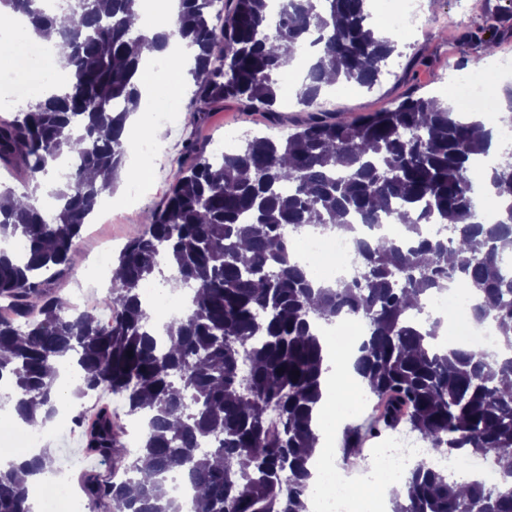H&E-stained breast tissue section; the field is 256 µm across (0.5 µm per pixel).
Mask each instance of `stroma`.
Listing matches in <instances>:
<instances>
[{
	"label": "stroma",
	"mask_w": 512,
	"mask_h": 512,
	"mask_svg": "<svg viewBox=\"0 0 512 512\" xmlns=\"http://www.w3.org/2000/svg\"><path fill=\"white\" fill-rule=\"evenodd\" d=\"M424 21L400 34L397 51L398 64L384 72L372 89L353 88L345 92L332 87L318 100L320 109L340 119L357 118L391 106L404 94L415 91L426 96L443 97L448 93L450 71H468L490 63L483 47L468 40L467 34L483 26L489 11L506 12L512 0H423ZM190 91L171 92L168 105L175 114L166 126L149 127L148 138L162 146L159 155L149 161V184L135 202H127L128 180H120L113 194L118 211L112 221L98 226L88 225L86 232L71 256L69 273L59 280L54 291L68 295L72 288L82 287L86 297L98 299L102 286L93 267V254L101 239L112 241L113 248H121L131 237L142 233L145 225L143 212L155 211L165 201L174 184L179 165L185 158V146L195 142H223L225 132L236 130L238 139L253 135L284 139L307 119L309 110L297 100L276 105L278 119L259 109H250L235 102L213 110L205 122L194 124L186 118ZM93 424L92 412L84 411L66 431H59L57 422H50L45 430V442L56 462L69 461L74 472L88 470L110 476L116 464L112 460L87 454L83 442L85 429Z\"/></svg>",
	"instance_id": "stroma-1"
}]
</instances>
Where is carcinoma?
Masks as SVG:
<instances>
[{"mask_svg":"<svg viewBox=\"0 0 512 512\" xmlns=\"http://www.w3.org/2000/svg\"><path fill=\"white\" fill-rule=\"evenodd\" d=\"M366 2L282 0L274 17L270 0H227L219 13L211 0H179L174 27L149 37L132 28L136 0H66L57 12L39 0H0V27L20 13L34 31L54 28L70 47L58 60L69 75L64 92L0 118V166L30 198L60 158L75 160L47 191L56 201L49 215L0 188V240L27 245L21 256L0 249V303L26 319L19 329L0 317V380H9L13 409L36 429L56 415L55 366L74 356V394L109 392L140 420L142 443L124 465L126 478L82 484L106 512H181L165 486L173 472L202 490L194 512H307L324 364L316 323L348 315L367 325L354 368L384 400L371 430L404 422L436 454H493L501 474L494 486L460 483L420 460L393 512H512V334L502 332L499 355L443 350L434 344L440 321L410 319L452 281L480 299L471 305L477 323H512V269L504 264L512 252V153L497 152L490 166L496 223L479 217L472 181L497 132L512 130V94L496 131L479 132L481 122L453 116L436 97L408 96L360 118L312 112L283 140L255 136L225 154L192 148L166 204L117 256L108 320L69 311L51 291L86 219L112 191L88 172L115 178L125 165L143 52L172 38L198 47L187 112L202 122L229 100L274 114L283 70L310 44L319 59L297 98L312 107L326 70L338 83L370 89L396 51V40L375 36ZM506 22L498 13L486 18V50ZM400 217L405 234L357 240L359 266L349 279L321 284L290 254L293 237L310 226L352 232ZM425 224L446 233L429 237ZM154 281L194 292L161 341L142 300ZM90 447L103 458L126 457L111 412H101ZM23 467L42 475L55 460L41 448ZM0 512H33L12 464L0 468Z\"/></svg>","mask_w":512,"mask_h":512,"instance_id":"carcinoma-1","label":"carcinoma"}]
</instances>
